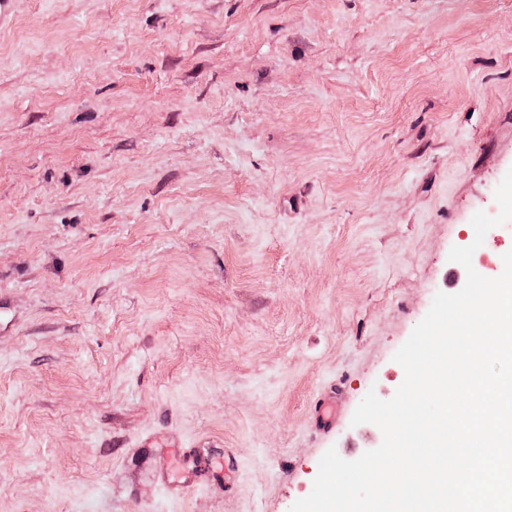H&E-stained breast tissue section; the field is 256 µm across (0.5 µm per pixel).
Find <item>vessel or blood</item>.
Here are the masks:
<instances>
[{"label": "vessel or blood", "mask_w": 512, "mask_h": 512, "mask_svg": "<svg viewBox=\"0 0 512 512\" xmlns=\"http://www.w3.org/2000/svg\"><path fill=\"white\" fill-rule=\"evenodd\" d=\"M340 410V391L337 387H330L315 403V430L322 434L332 431ZM180 448L181 480H170L165 464H158L153 470L157 484L168 499L178 501L199 489L211 493L219 488L227 490L232 487L239 473V458L234 449L206 452L190 441L181 442Z\"/></svg>", "instance_id": "vessel-or-blood-1"}]
</instances>
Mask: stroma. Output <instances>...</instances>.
I'll return each mask as SVG.
<instances>
[{
    "label": "stroma",
    "mask_w": 512,
    "mask_h": 512,
    "mask_svg": "<svg viewBox=\"0 0 512 512\" xmlns=\"http://www.w3.org/2000/svg\"><path fill=\"white\" fill-rule=\"evenodd\" d=\"M512 170V0H14L0 512H290ZM474 269L494 278L512 220ZM346 402L311 429L330 383ZM235 449L165 499L131 441Z\"/></svg>",
    "instance_id": "stroma-1"
}]
</instances>
